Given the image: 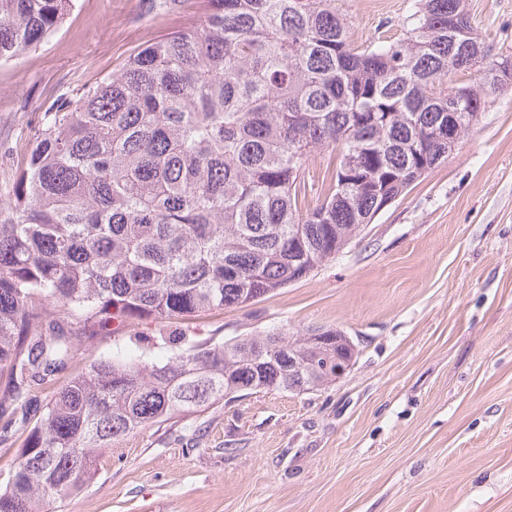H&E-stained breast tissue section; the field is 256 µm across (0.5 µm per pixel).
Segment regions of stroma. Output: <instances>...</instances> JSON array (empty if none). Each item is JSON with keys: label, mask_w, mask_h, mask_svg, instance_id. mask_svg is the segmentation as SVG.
I'll return each mask as SVG.
<instances>
[{"label": "stroma", "mask_w": 512, "mask_h": 512, "mask_svg": "<svg viewBox=\"0 0 512 512\" xmlns=\"http://www.w3.org/2000/svg\"><path fill=\"white\" fill-rule=\"evenodd\" d=\"M494 52L512 0H466ZM418 0H343L357 43L394 40ZM190 0H77L64 27L0 63V181L41 109L194 20ZM143 321L77 352L166 361ZM212 344L279 329L343 331L352 367L318 389L260 390L145 427L99 457L52 512H512V88L456 150L335 257L256 301L176 320Z\"/></svg>", "instance_id": "obj_1"}]
</instances>
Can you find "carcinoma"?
<instances>
[{
  "mask_svg": "<svg viewBox=\"0 0 512 512\" xmlns=\"http://www.w3.org/2000/svg\"><path fill=\"white\" fill-rule=\"evenodd\" d=\"M74 0H0V62ZM339 0H202L201 19L54 98L0 184V443L26 435L0 512H48L112 443L237 393L332 381L349 347L283 332L222 344L158 330L164 363L91 362L32 419L81 345L135 321L242 305L307 277L384 202L448 159L484 97L512 86L465 0H420L403 36L357 45ZM481 82L458 94L461 70ZM336 154L317 186L311 157ZM280 341L297 343V366Z\"/></svg>",
  "mask_w": 512,
  "mask_h": 512,
  "instance_id": "carcinoma-1",
  "label": "carcinoma"
}]
</instances>
